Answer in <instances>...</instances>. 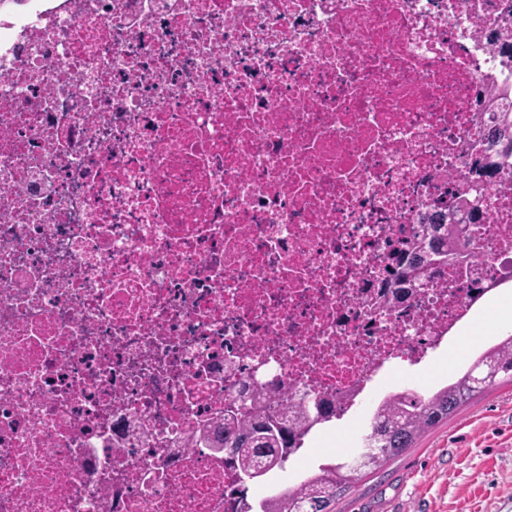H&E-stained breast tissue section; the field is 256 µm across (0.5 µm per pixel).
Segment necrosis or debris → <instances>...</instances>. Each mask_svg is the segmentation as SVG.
Listing matches in <instances>:
<instances>
[{
    "label": "necrosis or debris",
    "mask_w": 512,
    "mask_h": 512,
    "mask_svg": "<svg viewBox=\"0 0 512 512\" xmlns=\"http://www.w3.org/2000/svg\"><path fill=\"white\" fill-rule=\"evenodd\" d=\"M503 0H23L0 13V512H255L512 291L479 254L386 308L512 112ZM237 380L326 422L239 481L189 446Z\"/></svg>",
    "instance_id": "4bbe7bcc"
}]
</instances>
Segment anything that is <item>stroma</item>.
Listing matches in <instances>:
<instances>
[{
    "mask_svg": "<svg viewBox=\"0 0 512 512\" xmlns=\"http://www.w3.org/2000/svg\"><path fill=\"white\" fill-rule=\"evenodd\" d=\"M336 512H512V381L370 473Z\"/></svg>",
    "mask_w": 512,
    "mask_h": 512,
    "instance_id": "stroma-1",
    "label": "stroma"
}]
</instances>
